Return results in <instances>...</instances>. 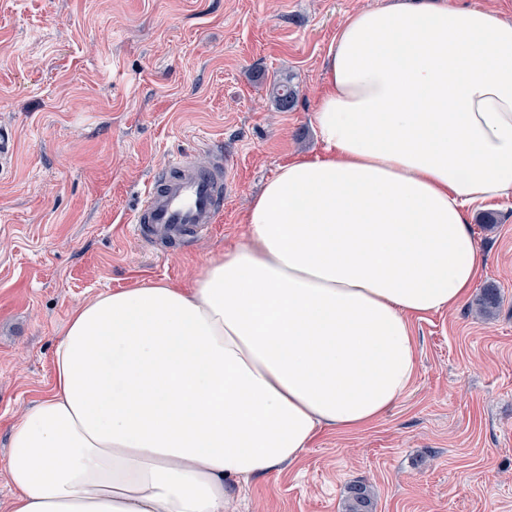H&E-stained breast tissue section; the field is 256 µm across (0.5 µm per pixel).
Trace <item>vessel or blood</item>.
Here are the masks:
<instances>
[{
  "label": "vessel or blood",
  "instance_id": "vessel-or-blood-1",
  "mask_svg": "<svg viewBox=\"0 0 512 512\" xmlns=\"http://www.w3.org/2000/svg\"><path fill=\"white\" fill-rule=\"evenodd\" d=\"M229 179L222 153L204 166L187 156L172 160L148 183L131 219L134 235L158 248L211 229L224 208Z\"/></svg>",
  "mask_w": 512,
  "mask_h": 512
}]
</instances>
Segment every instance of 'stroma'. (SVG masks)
Wrapping results in <instances>:
<instances>
[{"label": "stroma", "mask_w": 512, "mask_h": 512, "mask_svg": "<svg viewBox=\"0 0 512 512\" xmlns=\"http://www.w3.org/2000/svg\"><path fill=\"white\" fill-rule=\"evenodd\" d=\"M387 0H0V455L53 384L72 311L136 283L182 285L245 238L252 198L319 152L312 116L342 22ZM290 77L294 107L273 82ZM223 148L232 187L215 227L163 256L128 222L174 158ZM473 224L486 267L457 308L413 319L415 375L371 428L323 430L280 472L232 491L227 512H512V198ZM501 302L476 311L486 284ZM274 101L279 111L291 110L296 99V89L288 80L279 79L273 84ZM348 512H373L370 490L365 485H354L349 489Z\"/></svg>", "instance_id": "stroma-1"}]
</instances>
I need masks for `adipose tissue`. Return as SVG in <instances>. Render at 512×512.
I'll return each instance as SVG.
<instances>
[{
	"instance_id": "obj_1",
	"label": "adipose tissue",
	"mask_w": 512,
	"mask_h": 512,
	"mask_svg": "<svg viewBox=\"0 0 512 512\" xmlns=\"http://www.w3.org/2000/svg\"><path fill=\"white\" fill-rule=\"evenodd\" d=\"M321 151L279 168L246 237L187 287L71 314L50 392L9 435L6 512H224L410 389L411 319L458 306L486 257L474 205L512 197V19L409 0L339 27Z\"/></svg>"
}]
</instances>
